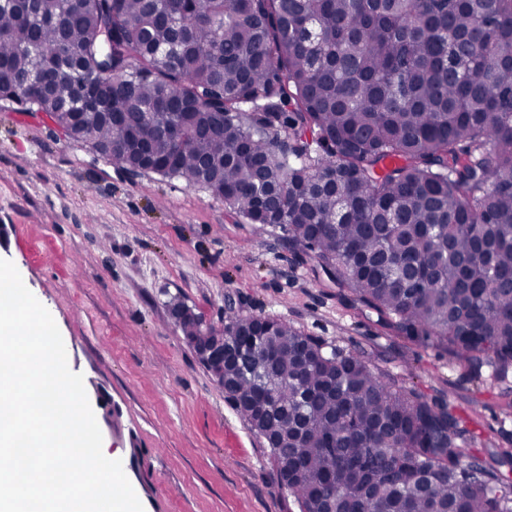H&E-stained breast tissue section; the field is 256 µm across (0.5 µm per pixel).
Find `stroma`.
Segmentation results:
<instances>
[{"label": "stroma", "mask_w": 512, "mask_h": 512, "mask_svg": "<svg viewBox=\"0 0 512 512\" xmlns=\"http://www.w3.org/2000/svg\"><path fill=\"white\" fill-rule=\"evenodd\" d=\"M0 259L62 335L103 436L144 512H299L265 440L228 403L169 314L176 297L214 326L224 308L288 321L429 395L475 437L512 449L501 384L404 343L341 299L281 230L230 215L182 181L131 171L39 112L0 105Z\"/></svg>", "instance_id": "1"}]
</instances>
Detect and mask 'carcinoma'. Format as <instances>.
Returning <instances> with one entry per match:
<instances>
[{
  "label": "carcinoma",
  "instance_id": "carcinoma-1",
  "mask_svg": "<svg viewBox=\"0 0 512 512\" xmlns=\"http://www.w3.org/2000/svg\"><path fill=\"white\" fill-rule=\"evenodd\" d=\"M62 42L48 87L22 86ZM0 89L117 165L154 149L405 342L512 371V0H0ZM257 319L229 306L224 329ZM270 322L224 378L262 400L300 512H512V452L472 457L444 398Z\"/></svg>",
  "mask_w": 512,
  "mask_h": 512
}]
</instances>
